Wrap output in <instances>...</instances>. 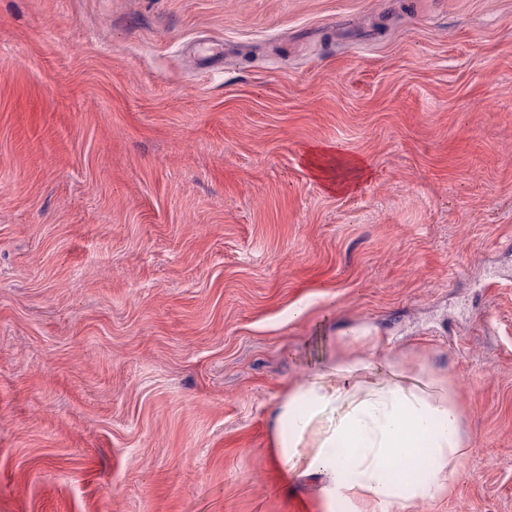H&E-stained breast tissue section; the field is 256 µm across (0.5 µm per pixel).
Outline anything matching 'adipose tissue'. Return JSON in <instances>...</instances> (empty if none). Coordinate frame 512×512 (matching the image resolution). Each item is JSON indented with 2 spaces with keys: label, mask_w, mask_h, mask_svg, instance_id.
Here are the masks:
<instances>
[{
  "label": "adipose tissue",
  "mask_w": 512,
  "mask_h": 512,
  "mask_svg": "<svg viewBox=\"0 0 512 512\" xmlns=\"http://www.w3.org/2000/svg\"><path fill=\"white\" fill-rule=\"evenodd\" d=\"M306 162L326 190L351 192L367 178L363 159L329 147ZM461 415L444 381L384 361L328 363L291 388L273 418L275 461L320 482L326 502L350 512H409L443 493L466 450Z\"/></svg>",
  "instance_id": "adipose-tissue-1"
}]
</instances>
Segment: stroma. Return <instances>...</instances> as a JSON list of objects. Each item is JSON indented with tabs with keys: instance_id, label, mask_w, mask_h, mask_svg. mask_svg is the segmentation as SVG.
<instances>
[{
	"instance_id": "35a3bbf8",
	"label": "stroma",
	"mask_w": 512,
	"mask_h": 512,
	"mask_svg": "<svg viewBox=\"0 0 512 512\" xmlns=\"http://www.w3.org/2000/svg\"><path fill=\"white\" fill-rule=\"evenodd\" d=\"M354 356L512 512V0H0V512H348L271 416ZM305 159L314 176L330 192L355 191L368 176L363 159L346 156L329 147L311 148Z\"/></svg>"
}]
</instances>
